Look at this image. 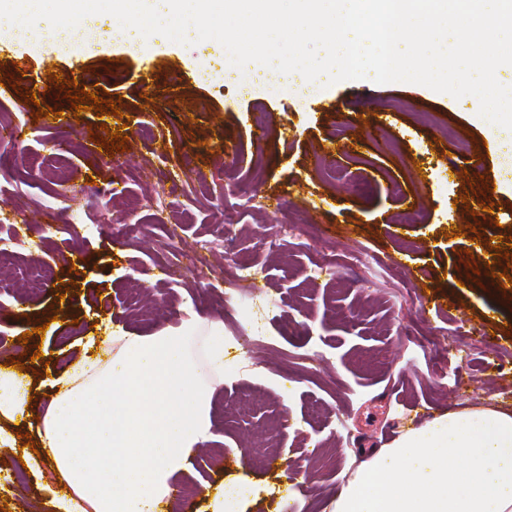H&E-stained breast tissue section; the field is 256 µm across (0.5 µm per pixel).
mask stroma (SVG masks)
I'll list each match as a JSON object with an SVG mask.
<instances>
[{"mask_svg": "<svg viewBox=\"0 0 512 512\" xmlns=\"http://www.w3.org/2000/svg\"><path fill=\"white\" fill-rule=\"evenodd\" d=\"M96 20L69 53L0 40V85L15 87L0 120L25 132L0 140V219L29 218L0 292V367L35 370L33 411L94 334L264 326L260 346H229L212 437L171 512H213L207 487L249 488L238 512H332L366 452L457 408L512 412V132L492 137L470 102L414 83L339 82L301 102L260 80L211 84L219 42L141 45ZM87 87L117 115L74 112L67 92ZM103 126L123 130V152L92 140ZM484 191L491 210L469 211ZM414 205L424 223H397ZM49 212L117 223L50 233ZM192 249L207 281L175 272ZM240 266L255 272L242 292L224 285ZM11 432L0 510L61 512L49 464L20 462L34 421Z\"/></svg>", "mask_w": 512, "mask_h": 512, "instance_id": "35a3bbf8", "label": "stroma"}]
</instances>
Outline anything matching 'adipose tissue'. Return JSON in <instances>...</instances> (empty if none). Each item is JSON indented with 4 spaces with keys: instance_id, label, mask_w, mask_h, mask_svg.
<instances>
[{
    "instance_id": "ef3b65f1",
    "label": "adipose tissue",
    "mask_w": 512,
    "mask_h": 512,
    "mask_svg": "<svg viewBox=\"0 0 512 512\" xmlns=\"http://www.w3.org/2000/svg\"><path fill=\"white\" fill-rule=\"evenodd\" d=\"M224 325L188 320L83 351L37 422L64 512H160L211 438L210 381L223 380ZM31 382L0 369V419L29 416ZM333 512H512V413H445L364 459Z\"/></svg>"
}]
</instances>
